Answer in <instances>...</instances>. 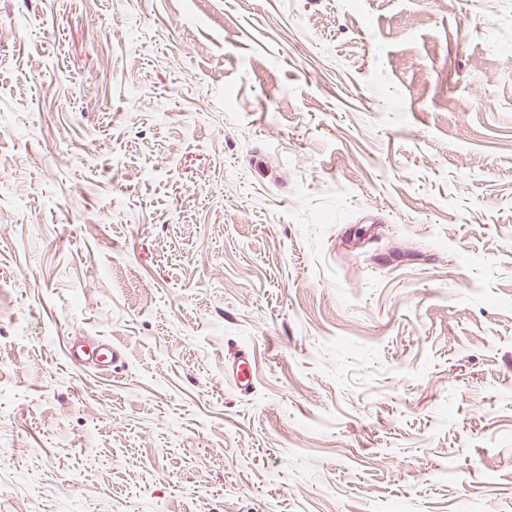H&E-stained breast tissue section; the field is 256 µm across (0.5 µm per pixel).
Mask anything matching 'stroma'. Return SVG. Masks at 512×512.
<instances>
[{"label":"stroma","mask_w":512,"mask_h":512,"mask_svg":"<svg viewBox=\"0 0 512 512\" xmlns=\"http://www.w3.org/2000/svg\"><path fill=\"white\" fill-rule=\"evenodd\" d=\"M2 173L0 512H512V0H0ZM122 357V351L106 339L90 342L79 336L68 349L72 364L100 371H112L122 364ZM226 373H229L231 381L239 392L248 393L251 391L253 377L250 373V359L248 355L243 354L237 360L235 359L231 368L227 369Z\"/></svg>","instance_id":"obj_1"}]
</instances>
